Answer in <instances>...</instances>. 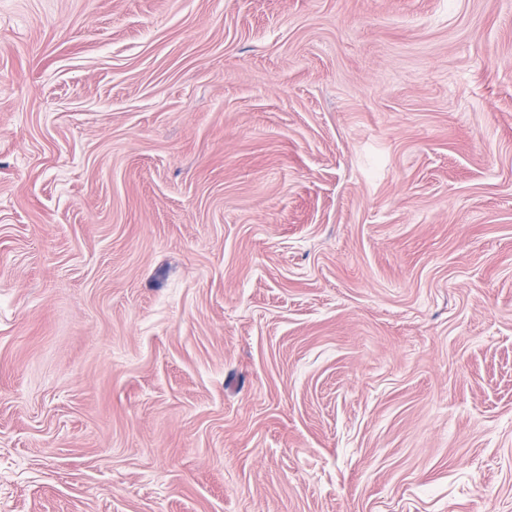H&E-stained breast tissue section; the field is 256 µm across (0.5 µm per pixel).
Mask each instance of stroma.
<instances>
[{
    "label": "stroma",
    "instance_id": "stroma-1",
    "mask_svg": "<svg viewBox=\"0 0 512 512\" xmlns=\"http://www.w3.org/2000/svg\"><path fill=\"white\" fill-rule=\"evenodd\" d=\"M0 512H512V0H0Z\"/></svg>",
    "mask_w": 512,
    "mask_h": 512
}]
</instances>
